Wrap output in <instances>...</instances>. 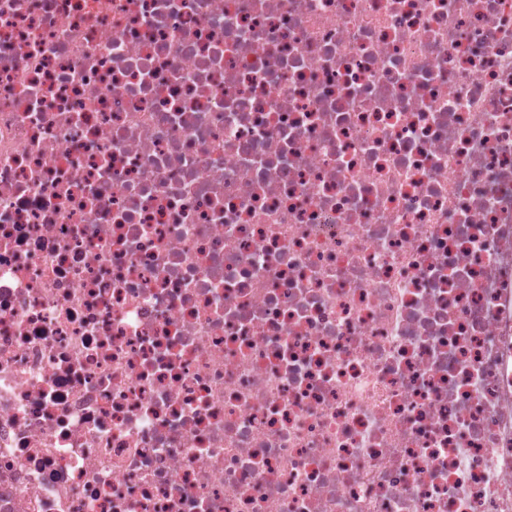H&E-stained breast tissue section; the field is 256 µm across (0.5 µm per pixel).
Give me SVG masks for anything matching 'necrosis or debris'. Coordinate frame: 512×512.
<instances>
[{
    "label": "necrosis or debris",
    "mask_w": 512,
    "mask_h": 512,
    "mask_svg": "<svg viewBox=\"0 0 512 512\" xmlns=\"http://www.w3.org/2000/svg\"><path fill=\"white\" fill-rule=\"evenodd\" d=\"M0 512H512V0H0Z\"/></svg>",
    "instance_id": "obj_1"
}]
</instances>
